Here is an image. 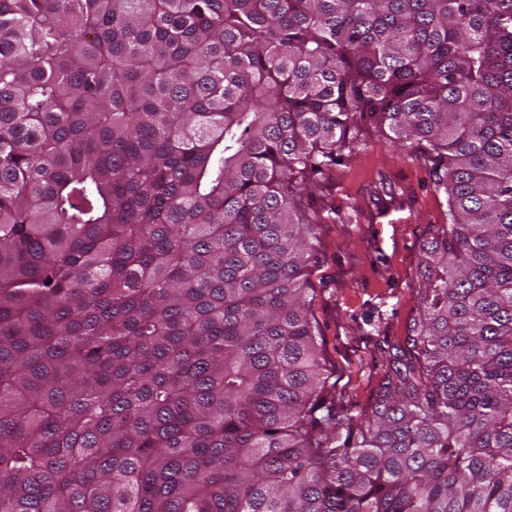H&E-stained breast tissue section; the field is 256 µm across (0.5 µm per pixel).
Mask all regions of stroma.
Listing matches in <instances>:
<instances>
[{
    "instance_id": "1",
    "label": "stroma",
    "mask_w": 512,
    "mask_h": 512,
    "mask_svg": "<svg viewBox=\"0 0 512 512\" xmlns=\"http://www.w3.org/2000/svg\"><path fill=\"white\" fill-rule=\"evenodd\" d=\"M387 186L409 204L405 223L367 222ZM314 199L325 218L310 277L323 364L337 403L357 411L382 377L383 347L406 333L419 252L429 225L444 221V197L417 152L374 135L322 177Z\"/></svg>"
}]
</instances>
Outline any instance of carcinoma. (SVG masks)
I'll use <instances>...</instances> for the list:
<instances>
[{"label": "carcinoma", "instance_id": "cac0c4a2", "mask_svg": "<svg viewBox=\"0 0 512 512\" xmlns=\"http://www.w3.org/2000/svg\"><path fill=\"white\" fill-rule=\"evenodd\" d=\"M445 197L336 405L311 189ZM0 512H512V0H0Z\"/></svg>", "mask_w": 512, "mask_h": 512}]
</instances>
